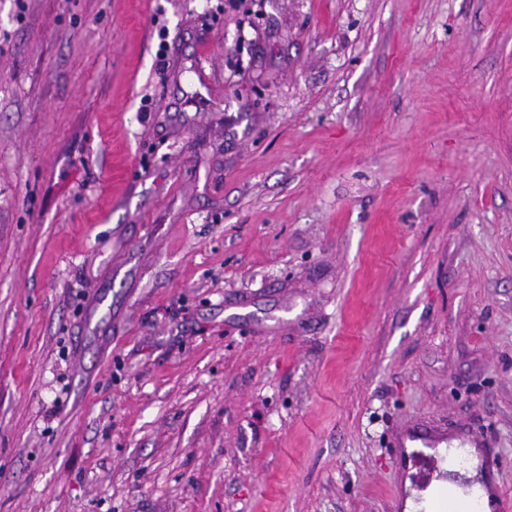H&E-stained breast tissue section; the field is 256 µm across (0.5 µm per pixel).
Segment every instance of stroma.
I'll return each instance as SVG.
<instances>
[{
    "label": "stroma",
    "instance_id": "1",
    "mask_svg": "<svg viewBox=\"0 0 512 512\" xmlns=\"http://www.w3.org/2000/svg\"><path fill=\"white\" fill-rule=\"evenodd\" d=\"M512 498V0H0V512ZM466 452L469 458L472 460L471 465L467 469H456L451 473H458L457 479L448 477V480L434 481L424 497L426 499L440 492L441 490L450 489L458 495H464L465 491L473 490L477 491L481 495V499L484 502H488L489 494L488 487L486 485V477L480 478L478 481H474V478L478 476L476 470L477 460L475 458V448H466ZM464 480H472L469 485H466ZM423 497V498H424ZM423 504L417 509V512H478L477 499L467 497H454L447 496L445 499H428L422 501Z\"/></svg>",
    "mask_w": 512,
    "mask_h": 512
}]
</instances>
